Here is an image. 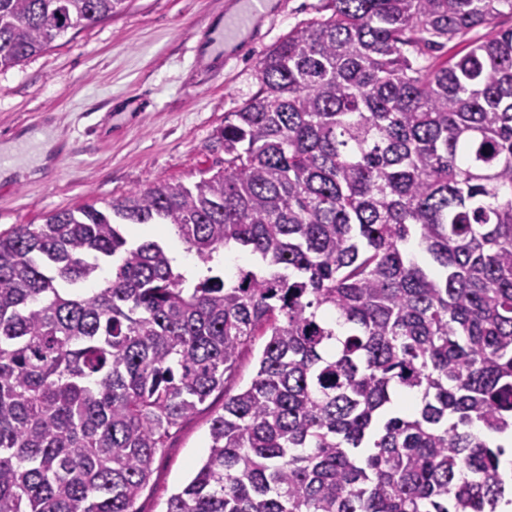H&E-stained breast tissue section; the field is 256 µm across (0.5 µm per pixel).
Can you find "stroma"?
Segmentation results:
<instances>
[{
    "label": "stroma",
    "mask_w": 512,
    "mask_h": 512,
    "mask_svg": "<svg viewBox=\"0 0 512 512\" xmlns=\"http://www.w3.org/2000/svg\"><path fill=\"white\" fill-rule=\"evenodd\" d=\"M237 2L127 0L111 19L0 69V145L32 130L55 141L47 165L0 175V232L154 181L189 186L222 168L224 115L258 90L259 59L292 29L331 14L328 0H273L237 46L205 60L210 34ZM223 407L215 392L173 430L139 512H164L191 479Z\"/></svg>",
    "instance_id": "1"
}]
</instances>
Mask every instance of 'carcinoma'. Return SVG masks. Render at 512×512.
Returning <instances> with one entry per match:
<instances>
[{
  "label": "carcinoma",
  "instance_id": "cac0c4a2",
  "mask_svg": "<svg viewBox=\"0 0 512 512\" xmlns=\"http://www.w3.org/2000/svg\"><path fill=\"white\" fill-rule=\"evenodd\" d=\"M125 2L0 0V69ZM330 7L263 55L224 116V169L0 233V512H138L172 429L219 390L165 512L499 509L512 28L468 35L512 0ZM151 224L201 271L127 234ZM230 248L251 265L226 267ZM258 336L254 377L226 392Z\"/></svg>",
  "mask_w": 512,
  "mask_h": 512
}]
</instances>
